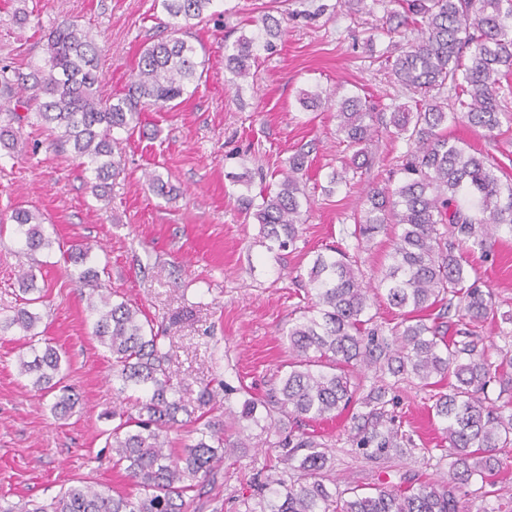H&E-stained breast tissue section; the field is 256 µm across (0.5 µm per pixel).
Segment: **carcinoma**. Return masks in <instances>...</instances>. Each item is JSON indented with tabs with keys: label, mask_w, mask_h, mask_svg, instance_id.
I'll list each match as a JSON object with an SVG mask.
<instances>
[{
	"label": "carcinoma",
	"mask_w": 512,
	"mask_h": 512,
	"mask_svg": "<svg viewBox=\"0 0 512 512\" xmlns=\"http://www.w3.org/2000/svg\"><path fill=\"white\" fill-rule=\"evenodd\" d=\"M390 12L396 25L382 28L390 36L402 27L417 32L398 54L385 57L392 82L413 93V104L393 107L385 126L405 141L398 161L400 183L372 187L364 214L349 232L357 245L369 243L394 226L388 264L375 281H365L346 251L319 253L308 273L313 301L308 313L288 327L289 349L295 354L289 371L267 399L244 400L238 418L277 424L275 415L292 420L330 419L345 411L356 431L357 447L379 460L400 451L405 434L388 415V388L365 389L362 370L376 368L394 377L413 378L422 388L451 378L446 392L432 395V412L448 440V481L424 483L406 490L356 488L331 491L324 483L327 463L321 443L289 430L277 441L285 461L296 462L292 475L264 486L256 506L245 512H459L456 491L486 478L512 454V401L491 399L493 383H512V349H498L491 360L480 346L477 324L494 320L498 308L489 292L469 282L465 254L487 251L488 239L512 237V183L505 186L497 168L483 153L469 151L448 136V125L465 122L489 136L502 125L500 75L512 71V0H396ZM214 0H161L169 17L170 35L141 53L128 93L116 99L99 95L100 54L88 33L65 21L46 35L45 67L28 74L0 67V99L10 100L20 86L36 91V118L58 146H70L84 171L91 174L98 200H109L115 160L114 130L129 129L146 107H167L182 98L188 85L200 80L197 49L182 35L194 21L208 16ZM281 22L265 14L261 26L240 35L225 49L224 70L235 93L250 75L259 52H274ZM449 93L459 110L445 111L439 102ZM337 131L351 151L330 183L349 182V171L368 165V145L381 117L367 100L349 96L336 101ZM308 154L288 161L276 188L259 194V202L243 198L261 224L269 249L284 251L299 238L304 223L303 176ZM15 232L36 251L52 245L41 217L18 208ZM86 269L78 282L92 284L87 307L95 315L92 336L112 358L116 395L142 393L138 414L117 410L119 419L107 434L112 458L125 464L136 492L111 496L86 481L62 489L47 504L0 502V512H186L189 493L235 445L224 439V423L211 418L218 393L202 387L192 400L188 387L176 380L171 355L161 342L164 329L125 300L116 302L110 289L95 282ZM383 296L400 311L390 327H368L374 298ZM43 295L25 299V306L0 314V332L17 329L36 337L39 320L28 306ZM61 355L46 345L33 359L19 358L20 374L34 377L33 386L52 395L51 410L66 416L76 404L71 387L61 385ZM186 415L196 424L192 443L177 452L169 432Z\"/></svg>",
	"instance_id": "obj_1"
}]
</instances>
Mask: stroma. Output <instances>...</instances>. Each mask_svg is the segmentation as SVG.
Masks as SVG:
<instances>
[{
  "label": "stroma",
  "mask_w": 512,
  "mask_h": 512,
  "mask_svg": "<svg viewBox=\"0 0 512 512\" xmlns=\"http://www.w3.org/2000/svg\"><path fill=\"white\" fill-rule=\"evenodd\" d=\"M21 7L28 12L22 26L15 21ZM395 8L394 0L368 14L351 13L344 0H216L215 17L188 36L205 62L197 86L176 108L147 109L133 130L115 131L121 166L109 202L94 197L89 174L52 146L36 117L23 122L13 150L0 149V312L23 305V270L33 269L44 295L33 307L40 316L34 346L19 331L0 334V500L47 502L80 481L111 495L133 490L106 446L113 422L105 413L116 405L133 413L137 403L117 400L112 391L109 355L91 335L87 289L60 245L91 243L86 267L166 328L178 378L194 393L224 381L223 407L234 412L246 397H267L288 372L293 354L285 333L311 304L308 272L317 253L342 248L355 255L366 279H376L389 236L360 246L350 233L366 190L391 179L406 145L380 133L370 167L358 170L350 186L330 184L331 172L350 158L336 109L307 110L299 98L317 90L339 99L365 95L380 109L409 102V92L390 82L376 57L389 44L376 29ZM265 14L280 19L282 37L275 53H261L242 94H235L225 83L224 48L251 34L254 19ZM69 20L103 51L106 96L126 93L141 52L167 35L160 0H0V66L24 73L43 66L46 34ZM448 134L482 152L512 183V123L493 138L464 123ZM301 149L309 153L310 208L295 247L272 251L241 199L276 182ZM148 170L173 186L170 197L148 188ZM19 207L42 215L53 247L31 252L14 236L11 214ZM470 261L499 312L512 313V240L496 239ZM48 344L65 352V381L78 396L62 419L51 413V397L18 370L20 355ZM394 393L389 411L411 439L409 455L368 459L346 414L302 424V432L325 445L330 482L371 493L406 488L416 474L430 481L445 476L447 442L430 410V390L402 381ZM231 438L238 449L217 464L187 512H244L255 485L287 471L278 433L240 420ZM492 480L488 495L469 486L461 512H512V458Z\"/></svg>",
  "instance_id": "obj_1"
}]
</instances>
